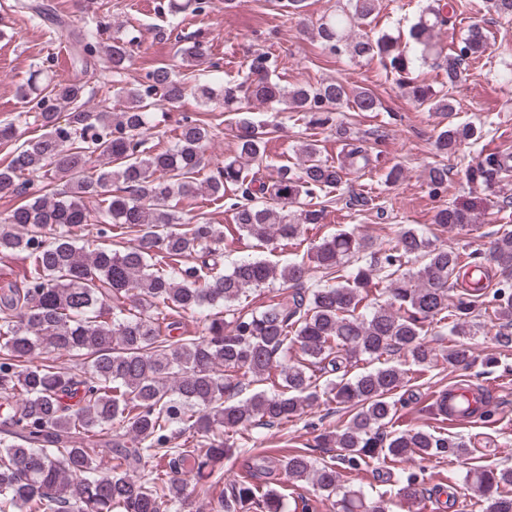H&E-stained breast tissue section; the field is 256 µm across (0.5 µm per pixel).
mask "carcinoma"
I'll use <instances>...</instances> for the list:
<instances>
[{
  "mask_svg": "<svg viewBox=\"0 0 512 512\" xmlns=\"http://www.w3.org/2000/svg\"><path fill=\"white\" fill-rule=\"evenodd\" d=\"M210 7L211 0H170L168 14L176 20ZM380 8V0H338L311 35L332 55L380 60L403 78L401 88L414 102L450 117L463 65L487 47L484 28L473 24L458 47L444 48L435 31L455 25V12L445 0H428L407 34L371 35L365 27ZM485 8L512 18V0H485ZM71 36L81 71L105 54L112 78L101 90L121 108H88L80 82L59 84L50 96L21 90L41 134L24 140L0 165V190L29 196L0 219V253L28 261L24 287H0V512H179L186 499L184 471L208 493L223 477L224 460L258 448L255 440L237 443L239 431L281 427L322 396L348 413L342 425L324 427L316 436L320 447L336 449L335 460L317 462L303 450L282 459L262 451L256 459L269 472L280 470L287 483L316 487L336 512H389L385 500L343 488L341 465L357 470L380 458L467 456L470 449L461 438L396 428V395L407 383L399 365L348 374L363 357L372 361L396 353L423 371L441 361L469 369L474 356L466 339L477 333L472 314L482 297L499 321L496 344L512 348L511 287L489 292L468 285L449 299V281L465 270L463 255L409 226L374 251L368 264L344 275L343 261L367 243L351 231L322 239L310 248V258L325 284L311 288L301 287L308 273L303 262L280 267L248 257L221 271L223 226L177 208L200 195L221 201L230 191L238 235L261 245L291 243L303 225L322 223L321 199L347 172L371 165L362 137L348 124L333 122V112L344 104L376 112L379 99L336 78L288 87L275 78V55L255 52L242 80L225 83L222 93L197 85L201 103L220 96L226 112L239 111L244 99L280 105L308 130L330 127L343 143L345 160L336 165L322 159L316 141L307 137L296 163L261 176L268 124L243 119L235 122V155L200 181L196 174L213 137L210 125L187 119L172 147L149 145L155 110L187 94L175 66H157L131 84L128 46L137 36L106 45L100 24L92 20ZM176 57L185 67L219 69L196 38L178 41ZM426 63L442 73L441 88L412 78L417 65ZM475 136L473 126L450 123L437 133L435 147L440 156L454 157ZM511 171L512 153L491 152L468 166L466 177L493 192ZM57 182L60 191L52 188ZM447 183L448 165L429 166L433 195ZM88 198L98 201L94 220L84 207ZM93 221L104 228L102 242L89 249L80 244L81 231ZM474 222V208L467 204L440 207L432 219L444 231ZM485 260L512 277V230L492 241ZM413 261L420 263L415 272L406 269ZM375 272L390 281L382 302L369 298ZM277 280L297 289L251 307L250 291ZM132 296L139 305L127 306ZM205 307L215 310L206 335L179 333L176 316ZM434 322L456 337L440 354L426 341L425 326ZM292 349L297 357L290 361ZM63 355L82 357L86 365L64 367L58 364ZM275 368L280 380L272 390L234 400L270 379ZM319 373L336 375L322 391ZM116 421L124 434H112ZM152 459L165 465L150 468ZM422 481V473L403 470L400 495L417 499ZM465 485L483 498L484 512H512V466L471 468ZM253 508L284 512L285 495L242 480L214 512Z\"/></svg>",
  "mask_w": 512,
  "mask_h": 512,
  "instance_id": "cac0c4a2",
  "label": "carcinoma"
}]
</instances>
